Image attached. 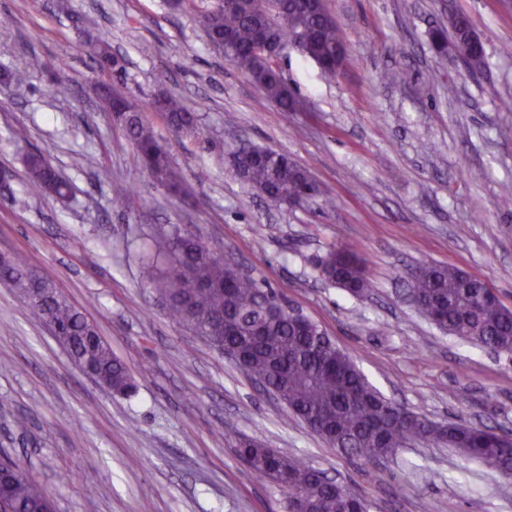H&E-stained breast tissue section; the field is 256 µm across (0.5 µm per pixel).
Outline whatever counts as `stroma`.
Here are the masks:
<instances>
[{
  "label": "stroma",
  "instance_id": "obj_1",
  "mask_svg": "<svg viewBox=\"0 0 512 512\" xmlns=\"http://www.w3.org/2000/svg\"><path fill=\"white\" fill-rule=\"evenodd\" d=\"M216 2L176 12L166 0H0L13 18L0 26V72L27 77L0 83V167L13 174L12 199L0 198V254H24L140 385L127 400L85 376L22 293L0 282V449L55 512H284L282 490L225 441L229 427L304 458L365 495L372 512H512V478L455 448L411 442L375 467L337 455L170 317L147 264L180 229L316 322L386 398L433 421L512 430V356L438 329L408 299L411 270L449 264L512 309V209L496 204L512 183V0H326L347 45L340 74L292 49L278 60L302 112L283 111L213 49L201 15ZM457 11L484 45L482 73L433 45L431 30ZM96 37L125 59L118 86L142 105L183 194L143 169L103 110L102 74L77 51ZM47 58L68 95L43 72ZM164 92L195 112L196 133L175 136L148 109ZM243 143L306 167L323 198L270 203L231 167ZM37 151L70 182V200L29 195L26 158ZM116 184L128 190L120 205ZM334 247L365 259L364 297L320 280Z\"/></svg>",
  "mask_w": 512,
  "mask_h": 512
}]
</instances>
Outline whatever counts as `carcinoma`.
<instances>
[{
    "instance_id": "obj_1",
    "label": "carcinoma",
    "mask_w": 512,
    "mask_h": 512,
    "mask_svg": "<svg viewBox=\"0 0 512 512\" xmlns=\"http://www.w3.org/2000/svg\"><path fill=\"white\" fill-rule=\"evenodd\" d=\"M205 29L231 40L229 59L263 94L285 110L294 109V97L279 71L257 53L260 40L269 35L284 43L304 31L299 53L314 61L328 77L338 75L336 53L344 39L324 0H220L202 14ZM471 18L458 13L439 28L433 40L442 52L451 48L458 60L475 72L485 64L484 47L474 42ZM79 50L96 63L112 65L119 74L125 62L112 63V47L105 38L79 44ZM98 98L112 113L136 148L143 167L159 183L178 189L180 176L165 146L145 123L138 108L111 82L96 86ZM164 123L178 134L197 130L196 116L172 95L150 103ZM243 178L254 188L280 198H292L303 206L321 194L310 171L280 153L266 160L241 161ZM28 192L65 199L71 186L39 153L27 159ZM173 259L159 281L168 298L171 317L196 324L204 317L213 327L207 340L221 353L238 352L235 365L252 379L275 389L291 414L350 460L366 464L393 456L411 441L450 442L467 457L506 476L512 475V443L496 430L478 425H442L422 418L394 402H388L364 378L356 364L310 321L301 327L286 316L271 313L279 296L272 288L241 273L230 258L209 245L178 232L160 247L153 263ZM15 287L28 288L30 268L16 254L7 263ZM320 278L340 284L354 296L367 293L365 263L345 249H332L318 265ZM416 309L437 327L496 354H512V311L478 278L461 269L423 264L410 274ZM32 316L56 328L78 361H90L98 382L112 394L131 398L139 385L126 364L112 352L96 325L66 299L32 300ZM236 447L239 457L261 479L277 484L288 496V512H363L368 500L340 482L331 483L323 472L303 459L268 448L260 440L243 435ZM0 501L9 512H47L53 508L47 492L24 471L8 461Z\"/></svg>"
}]
</instances>
